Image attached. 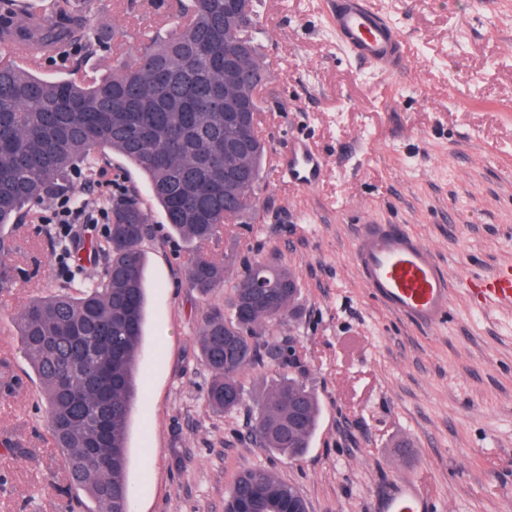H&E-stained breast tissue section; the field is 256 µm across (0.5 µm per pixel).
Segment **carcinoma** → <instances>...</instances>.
Segmentation results:
<instances>
[{"label": "carcinoma", "mask_w": 512, "mask_h": 512, "mask_svg": "<svg viewBox=\"0 0 512 512\" xmlns=\"http://www.w3.org/2000/svg\"><path fill=\"white\" fill-rule=\"evenodd\" d=\"M249 0L229 13L224 0H181L188 22L156 36L112 74L47 81L31 67L0 64V229L20 223L26 207L67 189L73 175L91 181L96 156L109 150L148 178L172 230L189 242L211 239L229 219L257 207L264 143L247 124L238 179L224 189V112L253 94L263 69L252 35ZM32 0H0V38L31 44L33 59L75 46L86 55L112 49L85 27L73 0H48L43 24L31 30ZM120 193L109 203L111 227L103 272L73 294L39 297L17 318L18 335L37 376L54 443L71 482L99 504L97 512H130L126 479L128 420L136 398L137 356L145 320V255L150 213ZM229 257H199L190 287L207 295L224 283ZM293 287H288V284ZM296 275L256 260L236 270L224 307L204 315L201 358L212 380L208 405L239 410L241 374L268 360L288 362V346L260 343L263 328L299 309ZM319 414L306 383L288 376L258 401L251 436L260 448L290 458L310 447ZM296 488L252 467L235 478L226 502L248 512H284Z\"/></svg>", "instance_id": "carcinoma-1"}]
</instances>
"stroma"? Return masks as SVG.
<instances>
[{
	"instance_id": "1",
	"label": "stroma",
	"mask_w": 512,
	"mask_h": 512,
	"mask_svg": "<svg viewBox=\"0 0 512 512\" xmlns=\"http://www.w3.org/2000/svg\"><path fill=\"white\" fill-rule=\"evenodd\" d=\"M378 2L412 49L390 78L347 55L328 0H257L258 131L268 144L259 205L213 239L174 234L143 175L118 154L105 155L98 182L77 179L69 190L95 206L93 224L77 227L73 258L91 276L105 263L93 246L116 187L136 191L151 215L127 437L131 512H224L238 472L255 466L296 486L308 512H374L386 485L413 476L437 512H512V303L481 291L512 264V0ZM84 22L120 32L121 47L50 59L40 77L107 74L182 17L176 0H99ZM297 138L325 161L309 190L284 181L275 163ZM53 207L45 200L5 229L13 251L0 258L9 271L0 280V512H69L67 472L14 323L33 298L66 284L41 222ZM364 224L405 225L447 269L450 310L439 326L388 311L362 280L352 255ZM201 255L260 258L299 281L301 313L266 336L296 342L289 373L319 400L301 458L247 437V417L279 372H243L241 411L206 403L202 319L231 288L206 298L189 288Z\"/></svg>"
}]
</instances>
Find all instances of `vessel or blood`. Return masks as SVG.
Segmentation results:
<instances>
[{"label":"vessel or blood","mask_w":512,"mask_h":512,"mask_svg":"<svg viewBox=\"0 0 512 512\" xmlns=\"http://www.w3.org/2000/svg\"><path fill=\"white\" fill-rule=\"evenodd\" d=\"M327 18L350 56L368 68L392 76L408 62L410 47L375 0H332ZM278 164L288 183L309 189L317 183L324 159L298 140L279 156ZM354 261L387 308L426 327L446 318L448 276L404 225H363ZM431 508L430 497L414 478L390 483L376 499V512H430Z\"/></svg>","instance_id":"1"}]
</instances>
